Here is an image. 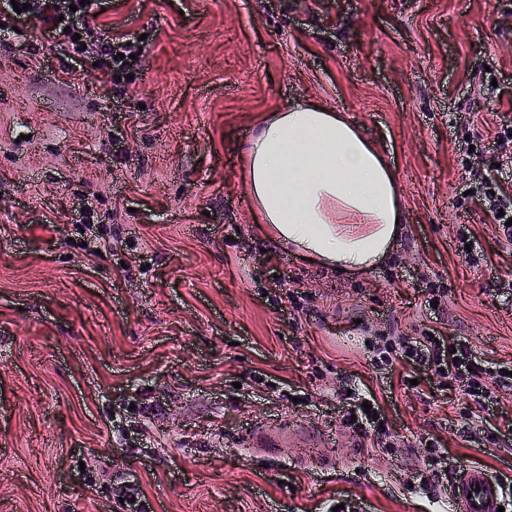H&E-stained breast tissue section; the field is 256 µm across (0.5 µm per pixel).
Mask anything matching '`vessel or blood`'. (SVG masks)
I'll list each match as a JSON object with an SVG mask.
<instances>
[{"label": "vessel or blood", "mask_w": 512, "mask_h": 512, "mask_svg": "<svg viewBox=\"0 0 512 512\" xmlns=\"http://www.w3.org/2000/svg\"><path fill=\"white\" fill-rule=\"evenodd\" d=\"M294 443L303 448L322 446L319 431L301 425H281L270 428L255 427L250 444L263 449L267 457H274L277 448L285 443ZM448 497L455 512H498L505 496L501 483L485 469L468 467L458 470L448 482Z\"/></svg>", "instance_id": "1"}]
</instances>
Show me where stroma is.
<instances>
[{
  "label": "stroma",
  "instance_id": "1",
  "mask_svg": "<svg viewBox=\"0 0 512 512\" xmlns=\"http://www.w3.org/2000/svg\"><path fill=\"white\" fill-rule=\"evenodd\" d=\"M97 23L136 50L129 88L38 20L0 26V512H127L130 487L147 512H454L420 434L512 486V449L464 434L467 396L363 357L425 322L437 278L441 331L512 365V247L457 201L459 141L493 144L512 93V0H102ZM296 103L341 112L395 171L403 231L369 272L302 258L246 193V144ZM346 375L392 447L343 426ZM257 422L329 443L258 457Z\"/></svg>",
  "mask_w": 512,
  "mask_h": 512
}]
</instances>
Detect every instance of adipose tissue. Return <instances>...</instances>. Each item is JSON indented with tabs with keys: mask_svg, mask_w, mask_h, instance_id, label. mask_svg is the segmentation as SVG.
Instances as JSON below:
<instances>
[{
	"mask_svg": "<svg viewBox=\"0 0 512 512\" xmlns=\"http://www.w3.org/2000/svg\"><path fill=\"white\" fill-rule=\"evenodd\" d=\"M244 158L247 194L274 238L349 274L389 257L403 218L395 176L339 113H270Z\"/></svg>",
	"mask_w": 512,
	"mask_h": 512,
	"instance_id": "adipose-tissue-1",
	"label": "adipose tissue"
}]
</instances>
